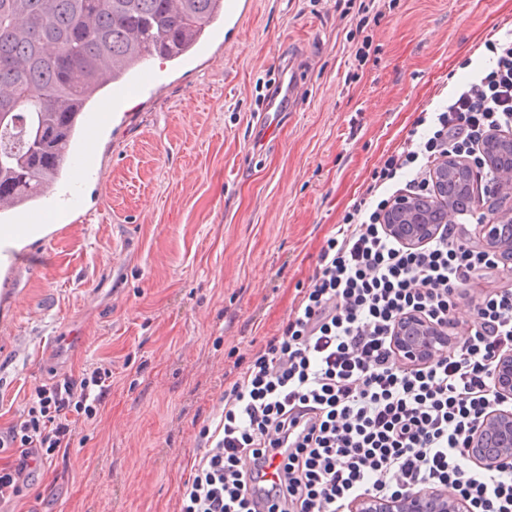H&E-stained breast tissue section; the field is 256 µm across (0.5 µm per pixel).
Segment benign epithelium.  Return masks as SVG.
I'll use <instances>...</instances> for the list:
<instances>
[{
	"mask_svg": "<svg viewBox=\"0 0 512 512\" xmlns=\"http://www.w3.org/2000/svg\"><path fill=\"white\" fill-rule=\"evenodd\" d=\"M512 143V134L493 132L481 148V155L496 179L486 188L474 164L452 156L442 157L431 167L434 193L430 197L400 194L393 198L382 220L387 233L409 246L432 239L439 225L421 222L419 209L435 207L441 212L492 213L481 225V234L490 247L504 255L512 254V164L499 162L503 149ZM447 332L416 315L402 317L395 328L394 343L407 358L425 362L435 357ZM498 395L512 398V353L504 354L494 371ZM469 452L476 460L495 463L512 455V411L495 409L485 419L471 441ZM354 512H464L462 501L437 491L411 492L400 498L365 496L354 505Z\"/></svg>",
	"mask_w": 512,
	"mask_h": 512,
	"instance_id": "obj_1",
	"label": "benign epithelium"
}]
</instances>
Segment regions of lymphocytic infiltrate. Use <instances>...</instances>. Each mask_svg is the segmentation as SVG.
<instances>
[{"label": "lymphocytic infiltrate", "mask_w": 512, "mask_h": 512, "mask_svg": "<svg viewBox=\"0 0 512 512\" xmlns=\"http://www.w3.org/2000/svg\"><path fill=\"white\" fill-rule=\"evenodd\" d=\"M494 66L375 167L372 190L409 176L430 192L441 156L475 160L485 137L512 131V32L487 39ZM388 199L364 197L322 246L319 268L281 333L252 353L224 391L207 450L178 488L179 512H353L361 497L452 489L466 512H512V457L485 465L468 444L500 405L498 358L512 351V286L483 288L499 258L463 244L457 222L410 248L381 221ZM472 328L416 363L394 344L410 313L440 327L460 303ZM112 370L36 385L24 415L0 431V502L19 496L35 466L69 448L98 414ZM283 455L277 482L267 461Z\"/></svg>", "instance_id": "lymphocytic-infiltrate-1"}]
</instances>
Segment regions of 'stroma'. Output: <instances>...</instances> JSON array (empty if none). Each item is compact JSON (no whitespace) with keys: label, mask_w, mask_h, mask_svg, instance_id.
I'll use <instances>...</instances> for the list:
<instances>
[{"label":"stroma","mask_w":512,"mask_h":512,"mask_svg":"<svg viewBox=\"0 0 512 512\" xmlns=\"http://www.w3.org/2000/svg\"><path fill=\"white\" fill-rule=\"evenodd\" d=\"M345 0H242L174 62L90 113L38 207L56 228L0 268V430L35 382L112 370L95 420L0 512H179L225 374L278 335L325 242L420 113L491 64L512 0H396L365 32ZM371 48L365 65L354 53ZM296 77V105L266 107Z\"/></svg>","instance_id":"1"}]
</instances>
